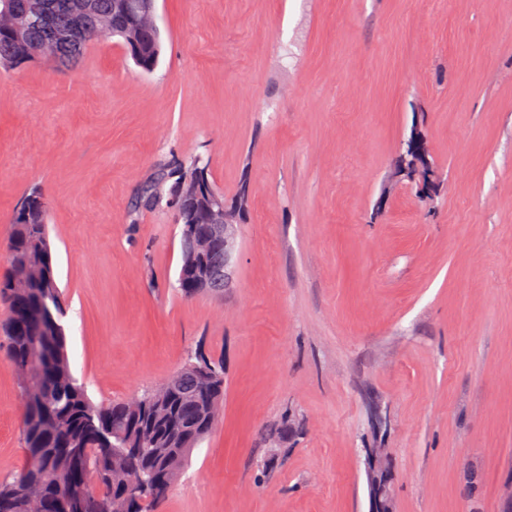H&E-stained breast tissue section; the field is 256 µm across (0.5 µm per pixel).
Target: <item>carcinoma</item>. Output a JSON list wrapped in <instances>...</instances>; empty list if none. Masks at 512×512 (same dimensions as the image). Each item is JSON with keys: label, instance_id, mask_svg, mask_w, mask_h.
<instances>
[{"label": "carcinoma", "instance_id": "1", "mask_svg": "<svg viewBox=\"0 0 512 512\" xmlns=\"http://www.w3.org/2000/svg\"><path fill=\"white\" fill-rule=\"evenodd\" d=\"M117 0H97L101 12L100 37H117L135 63L154 68L161 53L159 35L135 27ZM71 45L50 43L43 28L18 29L0 22V68H12L35 59L73 66L84 53ZM194 163L159 168L140 193L155 202L170 199V181H196ZM6 251L11 276L0 281V296L9 302L10 316L0 329L7 339L9 362L19 375L23 406V439L27 461L10 479L0 480V512H57L60 489L70 480H84L85 496L74 512H124L126 504L112 500L119 488H136L135 512L162 501L151 485L152 470L172 482L188 465V444L198 446L206 436L191 419L208 416L207 430L215 426L224 395L213 399L207 390L182 392L146 389L131 401L95 404L73 376L68 360L65 308L57 282L56 265L47 232V206L39 192L27 195L12 221ZM141 440L144 457L135 468L112 456V449L130 437Z\"/></svg>", "mask_w": 512, "mask_h": 512}]
</instances>
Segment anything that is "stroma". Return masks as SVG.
I'll use <instances>...</instances> for the list:
<instances>
[{"label": "stroma", "instance_id": "1", "mask_svg": "<svg viewBox=\"0 0 512 512\" xmlns=\"http://www.w3.org/2000/svg\"><path fill=\"white\" fill-rule=\"evenodd\" d=\"M152 71L104 38L0 69V280L39 188L96 403L224 361L221 417L156 512H512V0H157ZM424 111L435 206L388 188ZM208 160L249 199L233 280L177 290L181 226L130 204ZM0 335V478L27 453ZM194 163L198 167L199 172L204 170L206 171L209 168L208 162H204L201 158H196L194 162H191L186 166L178 164L174 166L167 165L159 168L141 187V190L135 199V204H132L131 212L135 214L139 211L141 207L142 194L151 196L156 203L166 199V204L170 206V188L175 179L183 178L186 184H191L196 181L198 173H196ZM171 180L172 182L168 184ZM153 199H147L144 206H151L153 204ZM366 475L370 493L369 512H394L387 476L388 462L381 448H367Z\"/></svg>", "mask_w": 512, "mask_h": 512}]
</instances>
